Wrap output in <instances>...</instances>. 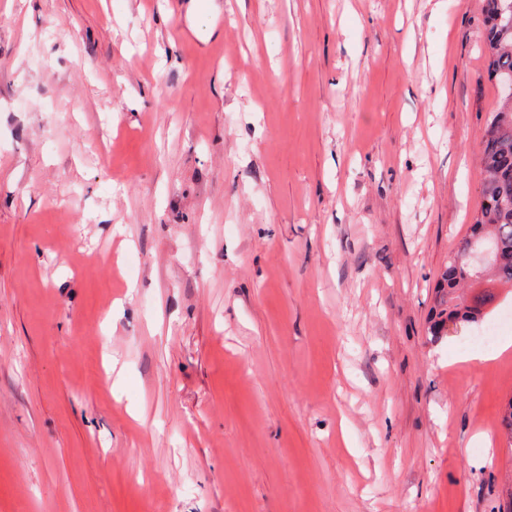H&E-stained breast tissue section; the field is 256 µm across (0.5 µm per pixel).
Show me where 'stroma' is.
I'll list each match as a JSON object with an SVG mask.
<instances>
[{
	"instance_id": "1",
	"label": "stroma",
	"mask_w": 512,
	"mask_h": 512,
	"mask_svg": "<svg viewBox=\"0 0 512 512\" xmlns=\"http://www.w3.org/2000/svg\"><path fill=\"white\" fill-rule=\"evenodd\" d=\"M215 4L0 0V512H506L483 0Z\"/></svg>"
}]
</instances>
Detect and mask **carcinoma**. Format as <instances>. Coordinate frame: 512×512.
<instances>
[{"label":"carcinoma","instance_id":"carcinoma-1","mask_svg":"<svg viewBox=\"0 0 512 512\" xmlns=\"http://www.w3.org/2000/svg\"><path fill=\"white\" fill-rule=\"evenodd\" d=\"M481 43L497 106L486 121L479 157L481 204L435 284L429 326L435 336L450 324L478 322L489 313L492 294L468 296L461 289L485 281L512 288V0H486ZM481 252L483 264L472 266L470 255Z\"/></svg>","mask_w":512,"mask_h":512}]
</instances>
